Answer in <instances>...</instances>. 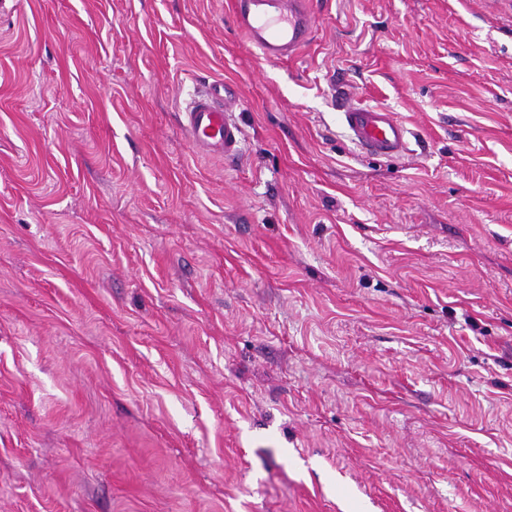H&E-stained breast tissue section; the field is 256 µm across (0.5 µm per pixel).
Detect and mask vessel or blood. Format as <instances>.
Instances as JSON below:
<instances>
[{"mask_svg": "<svg viewBox=\"0 0 512 512\" xmlns=\"http://www.w3.org/2000/svg\"><path fill=\"white\" fill-rule=\"evenodd\" d=\"M236 28L271 63L289 60L306 47L316 27L312 0H231ZM229 87L203 84L182 110V126L196 149L235 161L241 153L242 128L232 113ZM351 142L364 154L394 158L408 150L410 131L394 112L378 105L344 110Z\"/></svg>", "mask_w": 512, "mask_h": 512, "instance_id": "1", "label": "vessel or blood"}]
</instances>
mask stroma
Here are the masks:
<instances>
[{
    "label": "stroma",
    "mask_w": 512,
    "mask_h": 512,
    "mask_svg": "<svg viewBox=\"0 0 512 512\" xmlns=\"http://www.w3.org/2000/svg\"><path fill=\"white\" fill-rule=\"evenodd\" d=\"M228 2L0 0V512H512V0ZM231 4L236 28L267 62L297 57L313 37L312 0H232ZM230 88L220 82L205 83L180 111L182 126L196 149L208 156L233 162L241 154L242 128L234 115ZM351 142L364 154L394 158L408 151L410 131L394 112L378 105H357L343 112Z\"/></svg>",
    "instance_id": "35a3bbf8"
}]
</instances>
